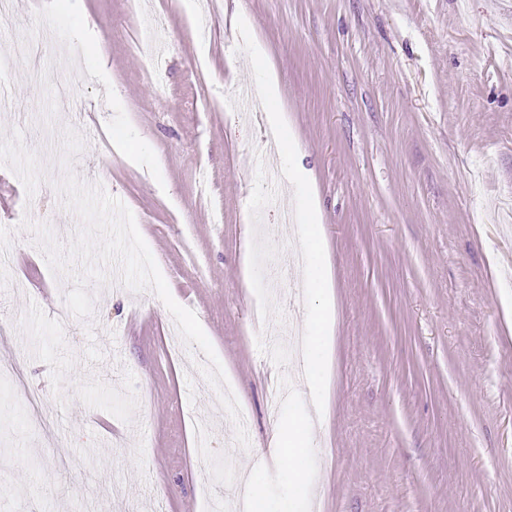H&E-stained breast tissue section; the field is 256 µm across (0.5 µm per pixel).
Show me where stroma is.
Returning <instances> with one entry per match:
<instances>
[{
	"instance_id": "obj_1",
	"label": "stroma",
	"mask_w": 512,
	"mask_h": 512,
	"mask_svg": "<svg viewBox=\"0 0 512 512\" xmlns=\"http://www.w3.org/2000/svg\"><path fill=\"white\" fill-rule=\"evenodd\" d=\"M5 74L0 333L27 389L0 379V512H227L248 470L288 512H512V0H11ZM160 35V73L138 44ZM250 86L254 117L225 98ZM83 147L63 165L62 134ZM90 177L134 215L173 298L210 340L249 419L248 447L152 290L88 281L90 317L58 324L73 282L35 225L80 227L55 188ZM205 174L207 196L195 190ZM319 226L331 283L321 391L292 348ZM285 331L270 341L253 313ZM286 398L272 408L275 387ZM45 396L65 446L31 427ZM307 420L309 487L270 447Z\"/></svg>"
}]
</instances>
